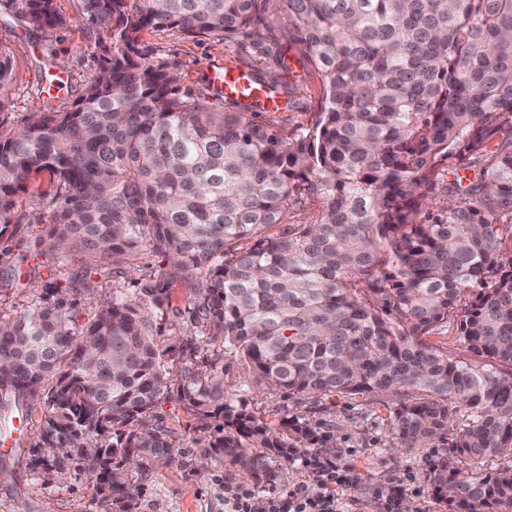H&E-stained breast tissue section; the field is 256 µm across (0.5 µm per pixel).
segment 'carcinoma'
I'll return each mask as SVG.
<instances>
[{
  "label": "carcinoma",
  "instance_id": "carcinoma-1",
  "mask_svg": "<svg viewBox=\"0 0 512 512\" xmlns=\"http://www.w3.org/2000/svg\"><path fill=\"white\" fill-rule=\"evenodd\" d=\"M281 33L321 82L306 127L275 130L180 93L170 63L139 50L148 29L229 43ZM42 32L55 0H0ZM104 36L99 72L66 111L35 109L0 128V236L32 175L57 178L49 249L91 263L145 248L169 267L132 294L112 287L75 332L60 308L0 315V391L43 401L35 463L84 461L119 512L124 467L171 460L163 397L222 420L209 443L257 479L250 439L286 456L293 442L230 396L224 357L288 394L400 396L397 443L448 441L433 485L448 512L512 509V0H78ZM0 52V108L12 83ZM473 170L465 178L462 170ZM314 205L311 224L288 212ZM178 278L193 284L177 374L156 321ZM455 323L472 364L428 337ZM491 462V468L468 469Z\"/></svg>",
  "mask_w": 512,
  "mask_h": 512
}]
</instances>
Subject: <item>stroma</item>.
Returning <instances> with one entry per match:
<instances>
[{"instance_id":"obj_1","label":"stroma","mask_w":512,"mask_h":512,"mask_svg":"<svg viewBox=\"0 0 512 512\" xmlns=\"http://www.w3.org/2000/svg\"><path fill=\"white\" fill-rule=\"evenodd\" d=\"M67 23L49 33L35 31L11 13L0 11V51L13 67L11 93L0 126H23L34 108L66 110L81 96L99 68L94 28L79 21L78 0H56ZM143 53L170 62L181 92L192 95L208 88L206 71L214 64L232 63L267 79L289 86L291 104L278 116L257 113L256 122L288 127L305 126L320 107L321 85L307 71L288 40L255 41L247 37L227 44L210 37H189L174 29L147 30L140 39ZM56 183L49 173L33 177L20 192L16 223L0 236V313L16 315L31 303L62 301L74 330L92 321L112 292L113 283L131 290L145 275L165 269L166 258L144 249L130 259L112 262L87 272L79 261L59 262L41 254L43 215L51 209ZM94 290H86L85 281ZM187 285L176 282L172 305L159 323L164 364L178 371L181 349L192 332L184 313ZM224 381L235 399L261 419L275 437H285V420L309 422L311 434L301 451L320 449L351 464V482L341 495L345 512H383L378 488L405 479L402 512H448L432 485L430 459L446 458L448 444L435 440L427 448H400L395 444L390 398L365 394L319 398L286 395L256 386L249 366L235 357L224 360ZM154 422L174 430L177 437L172 461L166 466L129 467L127 488L134 512H228L225 484H256L264 493H285L306 481L299 463L276 449L251 442L248 451L268 465L267 481L254 483L251 475L225 466L209 446L216 436L215 420L203 421L176 398L162 400L153 410ZM0 512H111L108 500L78 460L58 467H32L29 456L10 454L0 444Z\"/></svg>"}]
</instances>
